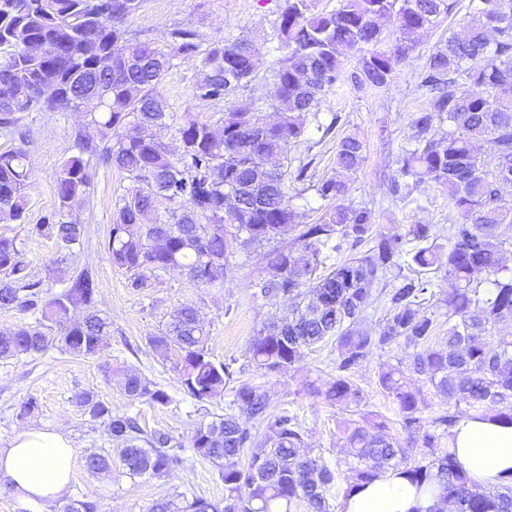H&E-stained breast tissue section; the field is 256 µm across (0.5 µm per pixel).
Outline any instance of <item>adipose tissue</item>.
<instances>
[{
	"mask_svg": "<svg viewBox=\"0 0 512 512\" xmlns=\"http://www.w3.org/2000/svg\"><path fill=\"white\" fill-rule=\"evenodd\" d=\"M448 446L481 488L497 487L512 476V425L492 415L462 418L451 429ZM74 458L75 450L62 432L30 429L0 450V479L21 498L49 506L66 494ZM435 502V492L390 472L356 489L347 512H428Z\"/></svg>",
	"mask_w": 512,
	"mask_h": 512,
	"instance_id": "1",
	"label": "adipose tissue"
}]
</instances>
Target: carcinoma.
<instances>
[{"instance_id":"cac0c4a2","label":"carcinoma","mask_w":512,"mask_h":512,"mask_svg":"<svg viewBox=\"0 0 512 512\" xmlns=\"http://www.w3.org/2000/svg\"><path fill=\"white\" fill-rule=\"evenodd\" d=\"M141 2L0 0V134L23 142L26 115L69 110L85 114L98 131L96 137L76 134L75 153L56 180L58 208L29 231L69 252L80 244L84 227L71 212L89 194L96 162L118 168L131 182L106 248L134 292L154 287L171 268L199 287L221 286L227 238L256 248L295 234L291 245L271 253L269 278L259 284L262 296L288 299L291 316L256 331L251 362L258 371H280L333 338L336 376L322 387L309 383L308 391L358 412L343 427L351 476L336 506L331 491L338 469L313 455L297 414L270 411L266 394L238 380L233 364L214 362L197 309L183 305L148 344L175 357L184 390L199 402L234 386L232 411L191 428L195 453L217 467L224 482V505L197 496L181 503L161 499L150 512H334L346 509L354 487L388 471L437 489L432 512L445 505L453 512H512V484L495 491L475 486L448 449L450 430L466 416L494 411L512 423V336L493 334L512 321V274L501 265L506 245L512 246V210L501 196V187L512 184V0H479L464 36L435 46L418 69L427 108L411 120L388 192L405 200L428 188L444 190L456 215L445 237L428 224L404 231L378 226L372 210L345 204L346 175L365 161L366 146L356 134L339 138L333 173L317 180L309 175L312 161L288 172L284 160L311 120L321 138L335 133L338 115L327 124L317 120L323 93L345 82L359 90L388 87L414 52L416 36L454 13L457 0H340L317 14L309 12L308 0H284L273 70L277 120L233 105L217 129L194 119L181 125L176 154L154 135L168 118L158 85L173 60H200L194 96L224 101L250 82L261 47L242 39L202 51L187 27L168 31L161 45L132 41L124 24ZM383 18L395 34L387 47ZM32 171L22 148L0 152V223H25ZM292 183L304 185L296 194L313 190L332 203L322 222H303ZM160 198L169 203L162 212ZM364 242L371 244L365 253L331 261V254ZM409 265L418 268L416 276L404 275ZM392 280L398 285L386 288ZM381 299L389 311L371 334L361 320ZM428 299L448 316L444 346L436 341L435 312L424 306ZM96 306L89 271L75 272L69 288L51 294L30 271L17 238L0 236V309L35 316L32 324L0 332V358L54 348L101 354L108 322ZM78 307L89 313L75 321L71 310ZM401 344L412 348L408 359L378 373L379 387L397 407L390 419L364 409L367 397L352 373L376 351ZM116 384L133 401H169L134 373L117 372ZM425 389L448 399V408L428 413ZM76 402L124 445L126 474L167 477L185 463L171 435L144 430L89 393Z\"/></svg>"}]
</instances>
